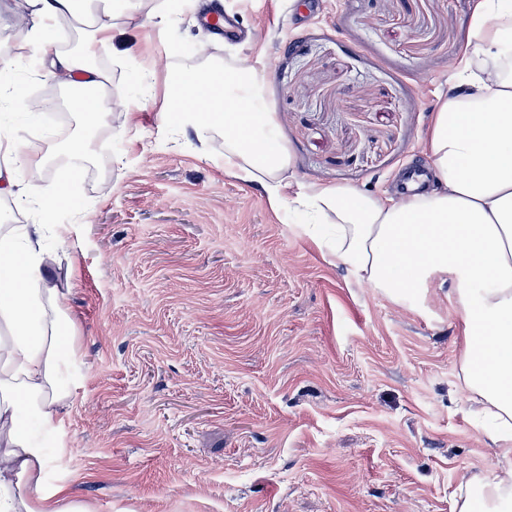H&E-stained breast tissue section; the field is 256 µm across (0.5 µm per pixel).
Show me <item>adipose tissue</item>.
<instances>
[{"instance_id":"ef3b65f1","label":"adipose tissue","mask_w":512,"mask_h":512,"mask_svg":"<svg viewBox=\"0 0 512 512\" xmlns=\"http://www.w3.org/2000/svg\"><path fill=\"white\" fill-rule=\"evenodd\" d=\"M23 42L39 51L40 77L93 90L70 99L71 112L98 123L111 109L112 77L82 66L60 47L62 23L83 24L81 50L109 47L137 0H27ZM266 67L229 63L172 72L167 121L224 139V169L257 183L274 210L303 218L302 231L360 283L403 302L435 278L452 283L463 324L461 372L491 421L486 438L512 454V0H478L470 50L443 95L425 145L436 186L403 198L350 187L303 184L276 142V117L261 107ZM13 139H0V197L39 205L44 215L67 202L64 187L43 194L19 170H43ZM58 224L0 225V512H94L66 485L47 488L52 465L26 429L60 422L76 385L64 382L74 355V323L47 267ZM456 512H512V467L491 481L466 480Z\"/></svg>"}]
</instances>
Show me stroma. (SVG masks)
Instances as JSON below:
<instances>
[{
	"label": "stroma",
	"mask_w": 512,
	"mask_h": 512,
	"mask_svg": "<svg viewBox=\"0 0 512 512\" xmlns=\"http://www.w3.org/2000/svg\"><path fill=\"white\" fill-rule=\"evenodd\" d=\"M166 33L134 19L100 65L124 90L153 48L179 70L259 59L262 107L302 183L382 192L423 152L451 59L477 0H210L243 38L215 37L171 0ZM0 0V52L21 58ZM208 41L202 57L186 43ZM165 71L120 113L67 137L107 141L105 175L84 170L53 213L68 239L49 270L76 319L81 382L48 486L96 512H455L462 475L506 465L462 381L448 282L404 306L351 280L262 189L224 170V139L167 126Z\"/></svg>",
	"instance_id": "35a3bbf8"
}]
</instances>
